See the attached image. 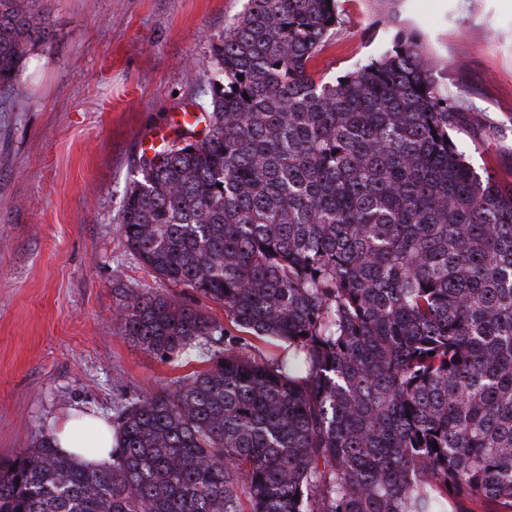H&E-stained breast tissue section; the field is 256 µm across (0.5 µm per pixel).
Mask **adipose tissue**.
Listing matches in <instances>:
<instances>
[{
	"instance_id": "obj_1",
	"label": "adipose tissue",
	"mask_w": 512,
	"mask_h": 512,
	"mask_svg": "<svg viewBox=\"0 0 512 512\" xmlns=\"http://www.w3.org/2000/svg\"><path fill=\"white\" fill-rule=\"evenodd\" d=\"M51 435L60 452L78 461L103 465L112 460V426L103 420L74 410L53 424Z\"/></svg>"
}]
</instances>
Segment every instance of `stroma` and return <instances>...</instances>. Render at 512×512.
<instances>
[{"instance_id":"1","label":"stroma","mask_w":512,"mask_h":512,"mask_svg":"<svg viewBox=\"0 0 512 512\" xmlns=\"http://www.w3.org/2000/svg\"><path fill=\"white\" fill-rule=\"evenodd\" d=\"M247 0H33L48 28L0 83V460L71 410L113 420L120 400L183 368L123 336L117 308L156 287L118 231L142 137L208 103L211 43ZM310 62L333 78L380 54L374 0ZM401 18L446 63L450 89L502 125L455 135L477 172L512 170V0H406Z\"/></svg>"}]
</instances>
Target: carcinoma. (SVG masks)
<instances>
[{"label": "carcinoma", "mask_w": 512, "mask_h": 512, "mask_svg": "<svg viewBox=\"0 0 512 512\" xmlns=\"http://www.w3.org/2000/svg\"><path fill=\"white\" fill-rule=\"evenodd\" d=\"M377 2L395 25L403 0ZM343 23L341 0H248L212 44L205 135L126 192L128 250L244 335L130 295L123 335L204 368L122 398L108 466L49 434L0 461V512H512V180L466 160L477 108L418 33L309 70ZM43 36L0 0L1 83Z\"/></svg>", "instance_id": "1"}]
</instances>
